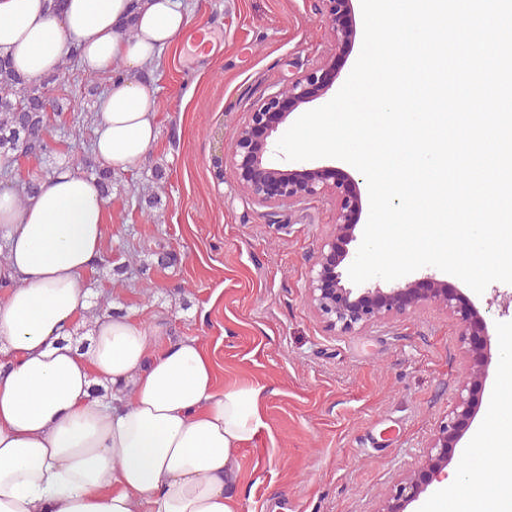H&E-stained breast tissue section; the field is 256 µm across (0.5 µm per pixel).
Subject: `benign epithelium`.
Listing matches in <instances>:
<instances>
[{
    "mask_svg": "<svg viewBox=\"0 0 512 512\" xmlns=\"http://www.w3.org/2000/svg\"><path fill=\"white\" fill-rule=\"evenodd\" d=\"M319 14L331 27L334 48L318 65L258 103L238 128L231 145V163L249 198L263 206L292 205L330 194L335 202L331 232L322 238L308 278V301L328 331L338 335L358 333L391 317L431 303L457 321L466 345L465 380L452 410L439 425L424 460L391 490L381 512H406L430 486L448 477L446 468L460 438L478 408L489 363L485 347L488 325L480 310L468 303L448 282L424 273L387 288L378 285L350 288L343 283L341 264L357 241L362 197L358 182L331 166L306 168L292 160L274 167L267 159L272 137L301 105L326 95L341 69V60L354 44L357 30L353 0H318Z\"/></svg>",
    "mask_w": 512,
    "mask_h": 512,
    "instance_id": "benign-epithelium-1",
    "label": "benign epithelium"
}]
</instances>
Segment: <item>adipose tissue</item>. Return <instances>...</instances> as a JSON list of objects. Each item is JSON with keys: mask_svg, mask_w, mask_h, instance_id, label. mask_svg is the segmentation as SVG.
<instances>
[{"mask_svg": "<svg viewBox=\"0 0 512 512\" xmlns=\"http://www.w3.org/2000/svg\"><path fill=\"white\" fill-rule=\"evenodd\" d=\"M189 24L182 0H0V54L22 74L121 70L100 98L96 161L127 173L157 137L155 90L138 76ZM106 201L96 178L61 167L25 201L0 191L9 243L0 296V512H239V452L266 429L265 386L219 385L198 339L164 340L136 315L106 314L88 348L73 335L89 305L84 275L102 255ZM495 489L452 485L463 512L512 501V464Z\"/></svg>", "mask_w": 512, "mask_h": 512, "instance_id": "ef3b65f1", "label": "adipose tissue"}]
</instances>
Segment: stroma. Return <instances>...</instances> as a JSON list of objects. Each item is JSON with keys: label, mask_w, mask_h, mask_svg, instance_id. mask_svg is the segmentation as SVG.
I'll return each instance as SVG.
<instances>
[{"label": "stroma", "mask_w": 512, "mask_h": 512, "mask_svg": "<svg viewBox=\"0 0 512 512\" xmlns=\"http://www.w3.org/2000/svg\"><path fill=\"white\" fill-rule=\"evenodd\" d=\"M176 45L140 76L156 88L157 140L107 197L106 250L114 265L148 261L146 274L108 282L92 270L94 308L142 316L172 339L194 336L220 381L265 385L268 430L239 453L241 512H380L415 469L465 377L456 320L430 305L357 334L325 330L308 277L334 221L331 197L270 212L249 199L230 144L255 104L321 62L333 43L314 0H183ZM216 47L192 56L194 29ZM51 153L17 157L13 184L80 167L91 138L51 126ZM175 266L151 264L154 251ZM459 289L489 320L491 363L478 414L448 464L449 482L494 484L489 448L474 447L501 387L512 380V284Z\"/></svg>", "instance_id": "1"}]
</instances>
